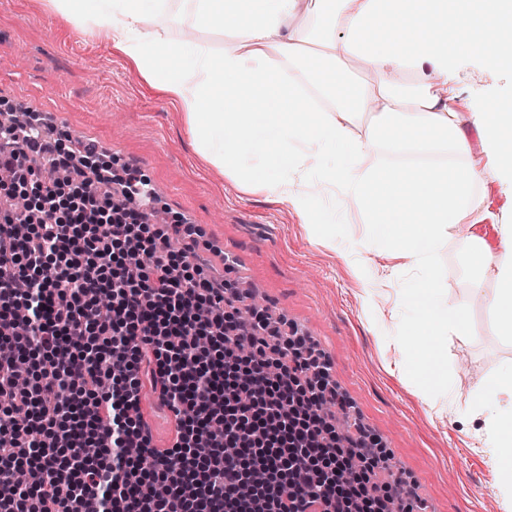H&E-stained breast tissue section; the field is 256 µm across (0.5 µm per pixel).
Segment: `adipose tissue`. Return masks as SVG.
<instances>
[{"label":"adipose tissue","instance_id":"ef3b65f1","mask_svg":"<svg viewBox=\"0 0 512 512\" xmlns=\"http://www.w3.org/2000/svg\"><path fill=\"white\" fill-rule=\"evenodd\" d=\"M172 0H44L48 12L104 34L152 88L184 113L196 150L244 193L285 203L315 223L310 176L328 198L343 197L364 219L368 241L418 267L415 287L397 298L448 336L467 335L469 314L445 296L436 257L462 234L469 280L491 316L492 335L512 337V224L497 225V247L467 224L479 175L461 125L469 113L493 173L512 195V96H463L453 64L481 55L486 69L512 74V52L483 40L512 39V0H316L318 51L308 54L292 28L301 0H189L195 26L221 34L173 38L162 18ZM358 57L370 79L344 67ZM371 119L366 138L353 120ZM337 153L332 165L323 158ZM493 277L492 292L483 288ZM424 398L448 386L434 349L418 350ZM483 418L479 437L502 475L497 495L512 512V365L489 373L471 395Z\"/></svg>","mask_w":512,"mask_h":512}]
</instances>
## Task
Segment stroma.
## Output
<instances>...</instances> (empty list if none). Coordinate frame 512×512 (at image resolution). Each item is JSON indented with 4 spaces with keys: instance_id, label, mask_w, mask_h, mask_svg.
Wrapping results in <instances>:
<instances>
[{
    "instance_id": "35a3bbf8",
    "label": "stroma",
    "mask_w": 512,
    "mask_h": 512,
    "mask_svg": "<svg viewBox=\"0 0 512 512\" xmlns=\"http://www.w3.org/2000/svg\"><path fill=\"white\" fill-rule=\"evenodd\" d=\"M455 75L463 93L512 94V74L487 71L478 56L459 58ZM19 107L53 121L57 133L98 141L113 169L136 165L153 185L157 209L203 230L209 247L196 260L208 275H226L224 258L234 257L229 275L237 287L254 288L268 314L317 345L354 415L380 437L392 470L411 480L428 512H500L499 475L477 450L463 416L475 386L512 364V339L491 335L490 314L471 295L456 239L443 246L438 265L449 300L470 312V331L440 338L396 303L397 289L414 286L415 270L378 282L391 260L362 238L357 211L314 231L289 205L243 194L196 151L174 104L102 36L46 13L41 0H0V111ZM462 127L488 212L474 230L493 247L496 225L512 220V197L488 171L472 122ZM355 261L376 279L372 300H364V285L350 272ZM424 347L437 349L448 364L442 417L409 369Z\"/></svg>"
}]
</instances>
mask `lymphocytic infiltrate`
Returning a JSON list of instances; mask_svg holds the SVG:
<instances>
[{"mask_svg": "<svg viewBox=\"0 0 512 512\" xmlns=\"http://www.w3.org/2000/svg\"><path fill=\"white\" fill-rule=\"evenodd\" d=\"M96 156L0 120V512H388L393 488L371 482L389 467L381 439L319 412L344 401L329 360L262 313L242 323L228 286L187 261L202 230L148 223L136 169L122 201L92 189ZM27 188L36 207L15 206ZM173 234L184 250H164ZM147 382L178 423L162 451L138 412Z\"/></svg>", "mask_w": 512, "mask_h": 512, "instance_id": "f902f5d3", "label": "lymphocytic infiltrate"}]
</instances>
